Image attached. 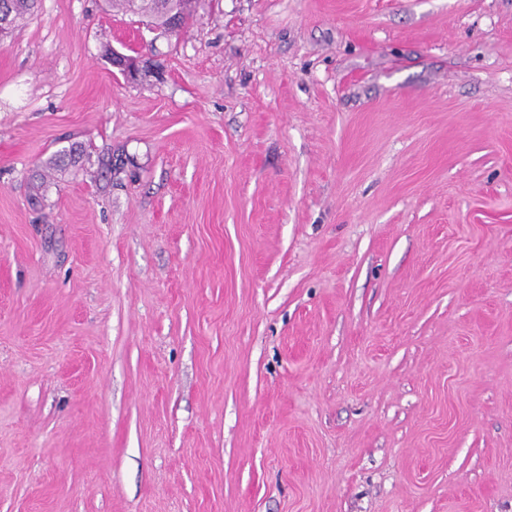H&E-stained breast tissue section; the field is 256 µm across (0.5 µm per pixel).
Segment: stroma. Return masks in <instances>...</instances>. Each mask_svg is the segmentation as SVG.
<instances>
[{"instance_id": "35a3bbf8", "label": "stroma", "mask_w": 512, "mask_h": 512, "mask_svg": "<svg viewBox=\"0 0 512 512\" xmlns=\"http://www.w3.org/2000/svg\"><path fill=\"white\" fill-rule=\"evenodd\" d=\"M0 512H512V0H40ZM109 7L118 8L123 13H132L165 30L179 32L193 21L198 0H108Z\"/></svg>"}]
</instances>
